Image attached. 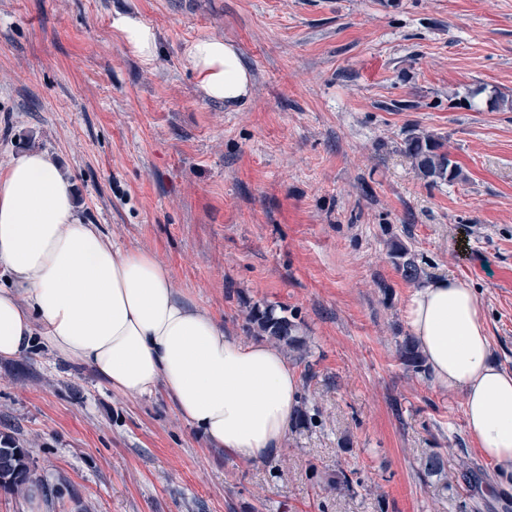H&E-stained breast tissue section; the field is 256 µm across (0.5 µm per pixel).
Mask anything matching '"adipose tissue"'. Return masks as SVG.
Here are the masks:
<instances>
[{
	"instance_id": "1",
	"label": "adipose tissue",
	"mask_w": 512,
	"mask_h": 512,
	"mask_svg": "<svg viewBox=\"0 0 512 512\" xmlns=\"http://www.w3.org/2000/svg\"><path fill=\"white\" fill-rule=\"evenodd\" d=\"M113 28L144 64L157 57L155 29L118 13ZM196 85L210 100L248 96L252 77L223 38L183 48ZM0 358L41 342L89 365L114 391L164 390L181 418L237 460L273 457L291 430L300 379L264 342L225 336L211 316L179 299L170 272L153 254L124 251L85 223L70 181L46 153L25 152L0 171ZM436 387L460 394L479 450L512 475V372L492 359L482 306L471 285L426 280L406 306Z\"/></svg>"
}]
</instances>
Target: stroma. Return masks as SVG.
Returning a JSON list of instances; mask_svg holds the SVG:
<instances>
[{"instance_id":"stroma-1","label":"stroma","mask_w":512,"mask_h":512,"mask_svg":"<svg viewBox=\"0 0 512 512\" xmlns=\"http://www.w3.org/2000/svg\"><path fill=\"white\" fill-rule=\"evenodd\" d=\"M158 34L147 66L112 29ZM233 42L252 76L233 106L198 91L185 43ZM512 0H0V170L52 156L89 224L151 252L178 296L251 341L273 305L306 340L279 453L239 461L163 392L112 391L46 349L0 359V435L26 448L42 512H512L460 395L405 370L413 282L475 288L512 371ZM442 138L460 180L402 151ZM446 475L426 477L431 452ZM359 485L329 488L337 470ZM391 255L394 264L406 279L413 280L419 276L420 269L416 256L405 244L400 241L395 242L392 245Z\"/></svg>"}]
</instances>
